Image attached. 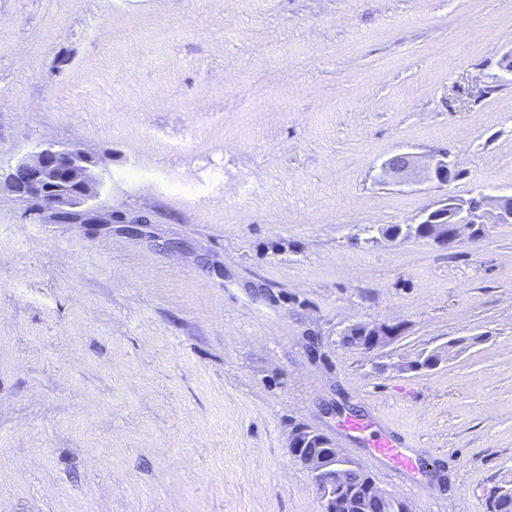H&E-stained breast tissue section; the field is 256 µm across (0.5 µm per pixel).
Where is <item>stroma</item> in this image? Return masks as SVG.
Returning a JSON list of instances; mask_svg holds the SVG:
<instances>
[{"label":"stroma","mask_w":512,"mask_h":512,"mask_svg":"<svg viewBox=\"0 0 512 512\" xmlns=\"http://www.w3.org/2000/svg\"><path fill=\"white\" fill-rule=\"evenodd\" d=\"M509 53L512 0H0V174L76 144L106 206L154 218L43 223L0 191V512H320L299 427L412 512H487L512 483V224L373 236L512 194ZM437 150L447 189L383 182ZM364 321L402 334L344 345ZM489 224H512V195L490 196L479 191L460 199L444 193L414 224L391 231L383 227L379 233L390 242L420 238L451 251L465 240L485 237ZM350 332L365 335L370 332L365 342L355 341L351 347L359 350L370 352L381 349L392 344L400 335L399 325L393 324H374V323H358L345 328L343 336L349 335ZM462 345L461 341H449L448 345L436 348L429 353V359L425 360L422 357L420 360L415 361L408 366V369H432L436 368L443 362H447L456 353L458 347ZM373 427L372 421L358 418H347L342 425L345 431L358 433L366 438L373 455L391 464L394 471L405 472L413 469L414 459L404 440Z\"/></svg>","instance_id":"35a3bbf8"}]
</instances>
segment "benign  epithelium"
Instances as JSON below:
<instances>
[{
	"label": "benign epithelium",
	"instance_id": "benign-epithelium-1",
	"mask_svg": "<svg viewBox=\"0 0 512 512\" xmlns=\"http://www.w3.org/2000/svg\"><path fill=\"white\" fill-rule=\"evenodd\" d=\"M381 175L395 185L431 183L443 188L456 179L454 162L446 152L417 155L396 154L381 165ZM7 188L25 203L26 213L44 222L60 224H150L147 214H115L101 200L102 160L77 145L60 146L52 142L36 144L11 167L5 179ZM491 224H512V195L490 196L481 191L460 199L448 193L424 210L418 221L394 230L379 229L382 238L402 241L428 240L449 251L466 240L485 237ZM369 334L366 341L353 347L370 352L392 344L400 335L399 325L358 323L345 328L349 333ZM463 341H450L420 359L409 369H432L448 361ZM290 448L293 460L312 477L321 512H343L349 507L363 508L367 503L381 506L390 496L367 479L364 492L348 486L344 473L335 469L344 459L340 449L315 430L300 428L293 432Z\"/></svg>",
	"mask_w": 512,
	"mask_h": 512
}]
</instances>
